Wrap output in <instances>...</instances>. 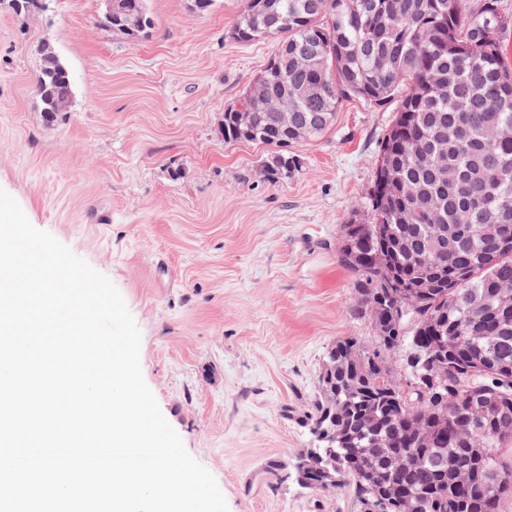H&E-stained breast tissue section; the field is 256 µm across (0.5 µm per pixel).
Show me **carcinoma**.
<instances>
[{
    "label": "carcinoma",
    "instance_id": "carcinoma-1",
    "mask_svg": "<svg viewBox=\"0 0 512 512\" xmlns=\"http://www.w3.org/2000/svg\"><path fill=\"white\" fill-rule=\"evenodd\" d=\"M17 15L47 0H0ZM486 18L499 28L487 43ZM99 24L132 41L152 27L147 0H112ZM512 19L502 0H245L231 30L248 44L278 39L255 80L305 120L299 139L281 141L265 97L245 88L224 111V139L270 148L262 162L271 181L302 167L293 148L324 135L340 105L359 99L395 104L365 210L343 225L340 262L354 274L356 313L376 331L368 345L350 336L327 352L316 397L304 414L317 445L301 456L306 488L334 496L352 490L358 512H501L512 496V462L497 448L512 441V302L497 312V281L512 279V66L503 34ZM34 82L41 114L52 123L69 111V70L51 45L36 47ZM458 170L452 184L440 166ZM479 195L483 208H470ZM431 205L448 235L436 274L414 252H397L406 233L427 243ZM471 228L462 239L453 232ZM468 275L456 277L458 268ZM406 354L404 383L388 359ZM495 399L492 414L469 436L454 432L472 396ZM471 472L451 486L449 466Z\"/></svg>",
    "mask_w": 512,
    "mask_h": 512
}]
</instances>
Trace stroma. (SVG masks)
Masks as SVG:
<instances>
[{"label":"stroma","mask_w":512,"mask_h":512,"mask_svg":"<svg viewBox=\"0 0 512 512\" xmlns=\"http://www.w3.org/2000/svg\"><path fill=\"white\" fill-rule=\"evenodd\" d=\"M147 5L153 29L136 43L99 25L101 0L0 9V189L118 288L144 380L229 512H357L350 490L315 497L296 466L327 351L375 340L337 247L393 109L344 102L299 146L301 169L269 181L267 147L225 141L223 124L276 39L231 37L243 0ZM40 41L74 91L51 124L32 89Z\"/></svg>","instance_id":"obj_1"}]
</instances>
